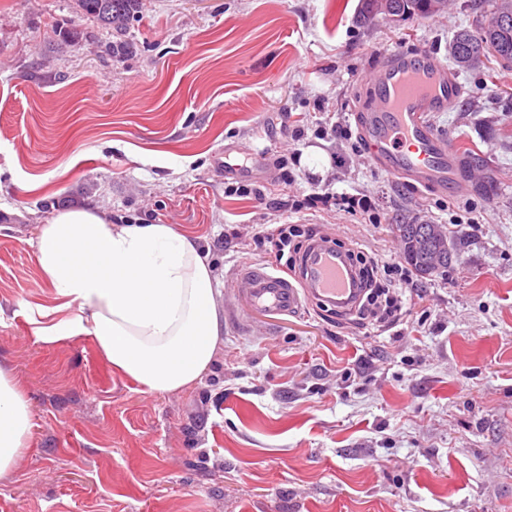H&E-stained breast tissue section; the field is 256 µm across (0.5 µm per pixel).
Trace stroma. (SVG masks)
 I'll list each match as a JSON object with an SVG mask.
<instances>
[{"label": "stroma", "mask_w": 512, "mask_h": 512, "mask_svg": "<svg viewBox=\"0 0 512 512\" xmlns=\"http://www.w3.org/2000/svg\"><path fill=\"white\" fill-rule=\"evenodd\" d=\"M358 4L146 0L117 33L75 0H0V363L33 423L0 512H512V71L459 73L457 109L433 117L481 158L468 192L416 191L330 129L385 53L447 60L473 0L368 26ZM327 191L374 197L378 221L307 207ZM82 203L207 248L224 332L189 389L143 393L89 337L32 334L24 302L52 297L31 242ZM262 224L385 261L399 224L454 246L397 284V326L312 304L271 319L233 288L243 262L271 263Z\"/></svg>", "instance_id": "stroma-1"}]
</instances>
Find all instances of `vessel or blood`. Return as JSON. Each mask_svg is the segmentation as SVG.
Masks as SVG:
<instances>
[{
    "label": "vessel or blood",
    "instance_id": "vessel-or-blood-1",
    "mask_svg": "<svg viewBox=\"0 0 512 512\" xmlns=\"http://www.w3.org/2000/svg\"><path fill=\"white\" fill-rule=\"evenodd\" d=\"M364 85L367 99L356 122L365 151L381 170L402 181L441 194H464L470 178L449 138L431 125L430 115L449 112L463 87L446 64L427 50L397 51L380 61ZM239 296L250 310L289 315L309 302L356 313L364 290L344 251L328 242L311 244L300 283L251 264L236 277Z\"/></svg>",
    "mask_w": 512,
    "mask_h": 512
}]
</instances>
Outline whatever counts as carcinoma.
<instances>
[{"label": "carcinoma", "mask_w": 512, "mask_h": 512, "mask_svg": "<svg viewBox=\"0 0 512 512\" xmlns=\"http://www.w3.org/2000/svg\"><path fill=\"white\" fill-rule=\"evenodd\" d=\"M512 0H492L489 22L474 29L458 31L449 45L457 46L462 59L460 71L480 65L485 52L495 54L500 64L512 70V17L506 24H497L503 3ZM80 11L109 30L122 31L142 8V0H77ZM441 11L439 0H361L359 18L367 23L378 15L384 17L428 16ZM395 231L402 246V257L421 278L448 267L451 254L442 250L448 246L446 232L440 224H397Z\"/></svg>", "instance_id": "carcinoma-1"}]
</instances>
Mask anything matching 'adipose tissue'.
<instances>
[{"label":"adipose tissue","instance_id":"adipose-tissue-1","mask_svg":"<svg viewBox=\"0 0 512 512\" xmlns=\"http://www.w3.org/2000/svg\"><path fill=\"white\" fill-rule=\"evenodd\" d=\"M34 247L54 299L31 306L35 336L48 343L90 337L114 371L150 394L201 381L223 325L199 239L169 224L116 223L86 204L54 212ZM31 429L29 400L0 365V476L28 448Z\"/></svg>","mask_w":512,"mask_h":512}]
</instances>
